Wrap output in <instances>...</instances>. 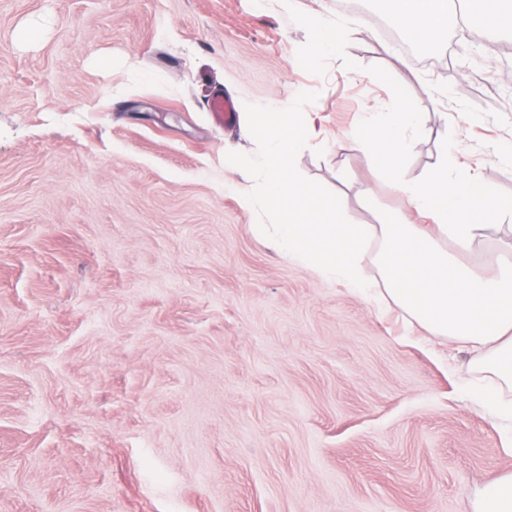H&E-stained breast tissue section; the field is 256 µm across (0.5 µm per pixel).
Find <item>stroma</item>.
<instances>
[{
    "label": "stroma",
    "mask_w": 512,
    "mask_h": 512,
    "mask_svg": "<svg viewBox=\"0 0 512 512\" xmlns=\"http://www.w3.org/2000/svg\"><path fill=\"white\" fill-rule=\"evenodd\" d=\"M322 9L349 32L311 56L298 17ZM477 31L409 56L336 0H0V512H477L512 424L239 203L265 194L251 113L289 109L317 131L297 173L344 222L427 223L347 135L402 103L408 177L446 146L512 204V50Z\"/></svg>",
    "instance_id": "obj_1"
}]
</instances>
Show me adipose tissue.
<instances>
[{"instance_id": "obj_1", "label": "adipose tissue", "mask_w": 512, "mask_h": 512, "mask_svg": "<svg viewBox=\"0 0 512 512\" xmlns=\"http://www.w3.org/2000/svg\"><path fill=\"white\" fill-rule=\"evenodd\" d=\"M397 23L419 40L448 26L450 0H397ZM417 115L407 106L372 112L352 130L359 153L428 224H347L340 198L320 199L293 167L304 127L299 113L261 112L254 124L266 138L263 173L267 203L281 215L277 224H258L289 262L338 280L366 300L377 285L410 324L470 356L461 368L471 400L512 419V206L470 173L440 155L420 181L408 179L404 161L413 148ZM496 237L498 255L486 274L461 259L485 238ZM372 252L378 279L362 255Z\"/></svg>"}]
</instances>
